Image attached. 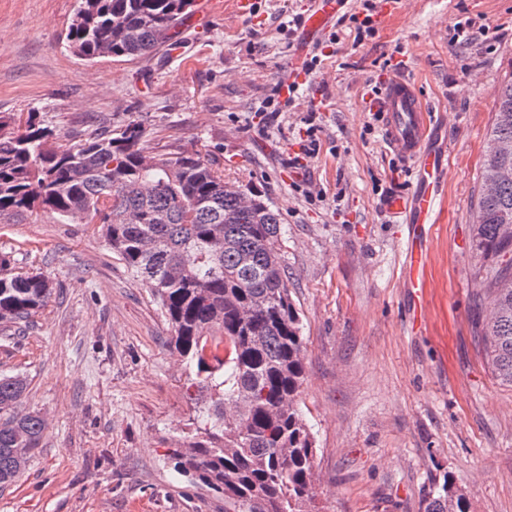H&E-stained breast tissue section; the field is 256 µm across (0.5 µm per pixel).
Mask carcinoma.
<instances>
[{"label":"carcinoma","instance_id":"cac0c4a2","mask_svg":"<svg viewBox=\"0 0 512 512\" xmlns=\"http://www.w3.org/2000/svg\"><path fill=\"white\" fill-rule=\"evenodd\" d=\"M67 40L78 56L100 44L132 62L153 54L195 0H83ZM495 112L474 215L478 274L492 294L482 323L488 364L512 386V77L494 90ZM0 217L48 211L63 222L89 213L128 271L157 299L169 347L189 367L202 423L168 453L174 467L224 494V512H315V438L299 407L305 342L282 260L280 213L258 192L230 190L197 148L156 152L143 165L137 123L59 143L35 112L0 115ZM163 213L166 221L155 222ZM53 295L49 279L0 255V327L20 328ZM27 385L0 373V486L14 482L46 424L20 410ZM420 512H470L446 477Z\"/></svg>","mask_w":512,"mask_h":512}]
</instances>
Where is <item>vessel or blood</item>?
Instances as JSON below:
<instances>
[{
	"label": "vessel or blood",
	"instance_id": "obj_1",
	"mask_svg": "<svg viewBox=\"0 0 512 512\" xmlns=\"http://www.w3.org/2000/svg\"><path fill=\"white\" fill-rule=\"evenodd\" d=\"M339 5L340 0H314L301 30L298 49L288 60V78L303 75L305 56L332 24ZM368 108L379 116L389 147L411 165L410 192L391 196L386 206L403 217V277L407 288L419 295L425 288L427 227L435 221L447 173L444 153L433 136L438 119L427 112L422 96L410 80L399 74L387 79L380 94L369 100Z\"/></svg>",
	"mask_w": 512,
	"mask_h": 512
}]
</instances>
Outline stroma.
Segmentation results:
<instances>
[{
  "label": "stroma",
  "mask_w": 512,
  "mask_h": 512,
  "mask_svg": "<svg viewBox=\"0 0 512 512\" xmlns=\"http://www.w3.org/2000/svg\"><path fill=\"white\" fill-rule=\"evenodd\" d=\"M310 2L253 0L247 18L223 0L178 26L177 47L125 62L69 51L76 0H0V113H39L69 142L141 124L150 145L203 149L227 186L279 210L320 512H419L447 476L471 512H512V387L493 377L478 335L489 296L472 243L493 91L512 74V0H382L375 37L357 46L343 29L295 101L257 125ZM466 22L496 28V40L452 44ZM389 61L444 118L445 197L419 299L401 277L405 228L383 207L410 187L408 165L365 110ZM313 109L320 151L299 170L298 129ZM1 252L55 294L22 331L0 330V371L26 377L24 405L46 422L23 475L0 487V512H224L223 495L167 457L198 407L141 281L86 224L41 210L0 220Z\"/></svg>",
  "instance_id": "obj_1"
}]
</instances>
